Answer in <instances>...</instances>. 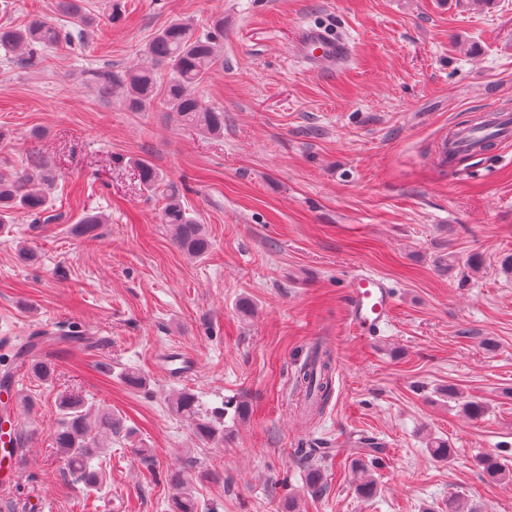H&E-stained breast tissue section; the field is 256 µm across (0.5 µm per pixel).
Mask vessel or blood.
<instances>
[{
	"label": "vessel or blood",
	"mask_w": 512,
	"mask_h": 512,
	"mask_svg": "<svg viewBox=\"0 0 512 512\" xmlns=\"http://www.w3.org/2000/svg\"><path fill=\"white\" fill-rule=\"evenodd\" d=\"M299 56L315 69L342 66L349 58V44L341 38H332L317 28L303 29L297 39ZM508 143L512 141V107L498 109V122L491 129H470L459 136L454 144L460 153H478V140ZM393 293L386 280L372 273L358 274L353 280L347 298V320L353 331L368 337L377 333L390 320ZM17 452L12 441L0 446V487L15 486Z\"/></svg>",
	"instance_id": "vessel-or-blood-1"
}]
</instances>
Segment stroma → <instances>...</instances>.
<instances>
[{"label":"stroma","mask_w":512,"mask_h":512,"mask_svg":"<svg viewBox=\"0 0 512 512\" xmlns=\"http://www.w3.org/2000/svg\"><path fill=\"white\" fill-rule=\"evenodd\" d=\"M83 0L98 22L80 29L56 0H7L0 25L39 15L61 42L26 66L0 53V171L45 180L52 220L17 214L0 231V354L36 339L47 380L24 376L16 422L31 441L0 512H172L171 470H184L210 512H512V483L486 480L477 457L512 468V146L448 168L449 131L512 104V0ZM224 20L222 60L198 94L224 132L181 125L163 99L130 112L82 82L85 67L145 64L158 28L180 18L198 34ZM349 39L342 68L309 70L300 27ZM151 163L203 224L192 257L161 222L164 190L140 184ZM103 224L75 227L87 211ZM36 259L24 261L20 248ZM456 256L459 267L436 262ZM384 277L392 317L363 338L346 323L361 272ZM248 301L250 314L237 305ZM90 339L75 347L69 329ZM327 338L336 375L322 413L304 417L295 377L306 348ZM179 350L191 374L170 378L159 356ZM147 381L137 388L121 371ZM451 386L457 400L443 398ZM203 409L242 399L251 413L224 439H198L176 416L177 393ZM109 410L127 436L104 437L87 491L55 452L60 396ZM486 407L469 417L462 402ZM386 446L376 495L355 490L345 454L305 459L318 441L352 435ZM447 439L451 460L433 458ZM141 448L150 457L138 456ZM317 466L325 486L304 482Z\"/></svg>","instance_id":"obj_1"}]
</instances>
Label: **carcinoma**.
Returning <instances> with one entry per match:
<instances>
[{
	"label": "carcinoma",
	"mask_w": 512,
	"mask_h": 512,
	"mask_svg": "<svg viewBox=\"0 0 512 512\" xmlns=\"http://www.w3.org/2000/svg\"><path fill=\"white\" fill-rule=\"evenodd\" d=\"M60 11L84 28L94 25L95 20L84 15L80 0H59ZM62 40L61 30L42 17L32 18L20 27H0V48L7 54L20 53L17 62L25 64ZM224 41V18L214 21L212 31L198 35L193 27L181 20H171L160 27L145 48L151 67L113 71L105 66L92 69L87 75V84L104 98H115L129 112H145L153 104L159 87L157 67L162 65L169 74L164 87L165 103L169 111L186 126L196 127L208 134L224 132V112L203 105L195 89L218 61L221 42ZM141 184L148 191H155L164 184V177L151 164L137 163ZM34 177L22 172L0 173V228L12 223V214L17 209L26 211L34 223L46 222V196L40 189L32 187ZM161 221L172 226L177 247L184 253L199 257L210 248L209 238L203 225L195 221L181 204L179 194L170 189L168 203L163 209ZM34 344L22 345L14 354V360L27 362L28 371L42 379L50 377V369L41 363L29 361ZM335 367L329 350L320 346L314 348L301 367L297 382L304 392L305 400L312 411H320L330 396ZM226 410L215 419L203 418L197 408L196 397L184 393L176 399L173 408L182 417L194 422L196 432L203 438L224 436V417L233 410L232 419L247 416L248 405L243 400H232L224 404ZM55 445L65 458L69 470L76 474L89 490L100 487L103 475L88 464L91 456L100 452L96 436L92 434L84 414L85 402L69 400L63 405ZM97 428L110 435L118 436L123 431L120 422L112 414L99 415ZM427 448L432 456L449 460L454 449L448 441L431 438ZM383 443L374 437H363L355 442L353 465L360 472L356 491L362 498L369 499L376 494L373 479L366 476L369 467L379 463L383 455ZM477 467L487 480L499 482L512 477L500 456L484 455L477 459ZM175 490L174 512H199L196 498L187 487L189 479L180 472L170 475Z\"/></svg>",
	"instance_id": "obj_1"
}]
</instances>
